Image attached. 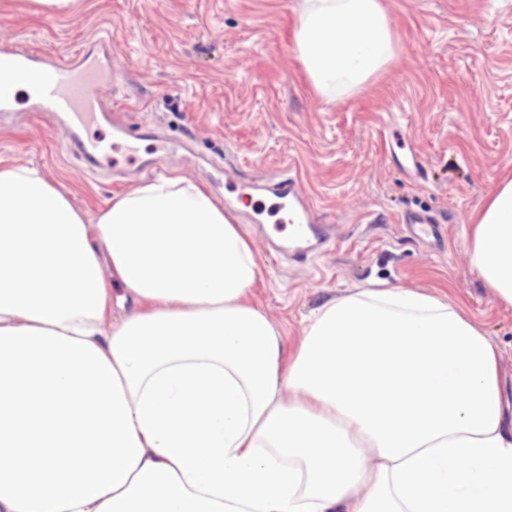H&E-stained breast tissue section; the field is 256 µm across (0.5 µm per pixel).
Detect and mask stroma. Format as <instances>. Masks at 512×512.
Returning a JSON list of instances; mask_svg holds the SVG:
<instances>
[{"instance_id":"obj_1","label":"stroma","mask_w":512,"mask_h":512,"mask_svg":"<svg viewBox=\"0 0 512 512\" xmlns=\"http://www.w3.org/2000/svg\"><path fill=\"white\" fill-rule=\"evenodd\" d=\"M394 59L358 93L331 101L295 52L302 0H81L49 13L33 0H0V39L66 56L88 38L112 43L119 81L113 96L135 123L171 142L166 175L206 186L212 168L238 183L282 170L300 176L321 217L338 225L326 253L304 263L272 257L250 224L257 255L248 293L281 329L293 353L302 319L322 300L371 281L441 297L476 320L499 351L512 420V306L487 288L470 263L473 217L512 179V0H381ZM29 94L0 126V161L35 164L95 219L147 182L91 172L66 154L63 127L27 121ZM401 127L427 177L412 180L393 152ZM450 216L442 240H419L402 213Z\"/></svg>"}]
</instances>
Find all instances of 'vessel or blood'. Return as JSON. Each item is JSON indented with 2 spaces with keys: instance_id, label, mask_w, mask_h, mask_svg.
Segmentation results:
<instances>
[{
  "instance_id": "b4317fda",
  "label": "vessel or blood",
  "mask_w": 512,
  "mask_h": 512,
  "mask_svg": "<svg viewBox=\"0 0 512 512\" xmlns=\"http://www.w3.org/2000/svg\"><path fill=\"white\" fill-rule=\"evenodd\" d=\"M40 68L48 77L38 83L29 108L30 117L60 120L68 131L66 153L83 162L87 169L100 168L110 147L88 136V129L103 121L122 136L130 134L125 115L112 98L116 72L109 39L88 41L68 57L51 59L33 47L0 42V112L12 110L10 88L14 74ZM262 189L271 194L273 203L292 208L294 220L286 244L296 260H304L314 247L335 240V225L319 222L315 202L297 176L281 175L263 184ZM403 222L417 237L437 240L443 237L442 224L428 214L411 213L404 216Z\"/></svg>"
}]
</instances>
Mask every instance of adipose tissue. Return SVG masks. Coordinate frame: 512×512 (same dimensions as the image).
<instances>
[{
	"label": "adipose tissue",
	"instance_id": "ef3b65f1",
	"mask_svg": "<svg viewBox=\"0 0 512 512\" xmlns=\"http://www.w3.org/2000/svg\"><path fill=\"white\" fill-rule=\"evenodd\" d=\"M330 99L396 54L380 0H303ZM471 263L512 305V181ZM239 225L159 177L95 223L40 167L0 166V512H512L498 352L450 302L378 282L279 327L246 300ZM133 302L111 328L106 280Z\"/></svg>",
	"mask_w": 512,
	"mask_h": 512
}]
</instances>
